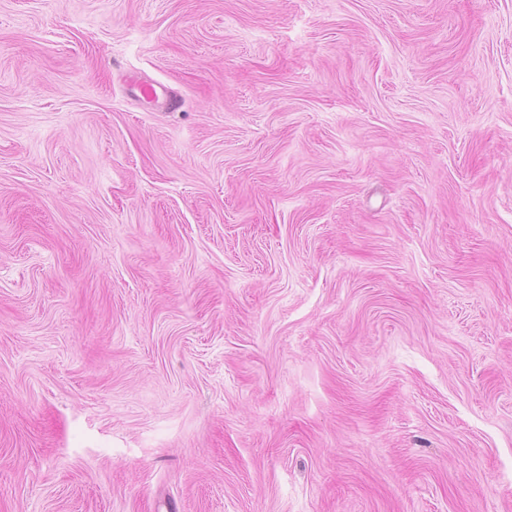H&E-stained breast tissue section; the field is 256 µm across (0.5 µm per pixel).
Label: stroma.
Returning <instances> with one entry per match:
<instances>
[{
    "label": "stroma",
    "instance_id": "obj_1",
    "mask_svg": "<svg viewBox=\"0 0 512 512\" xmlns=\"http://www.w3.org/2000/svg\"><path fill=\"white\" fill-rule=\"evenodd\" d=\"M0 512H512V0H0ZM130 95L135 99H147L153 104L165 107L166 111L174 112L179 100L166 85L146 77L133 79L128 84Z\"/></svg>",
    "mask_w": 512,
    "mask_h": 512
}]
</instances>
